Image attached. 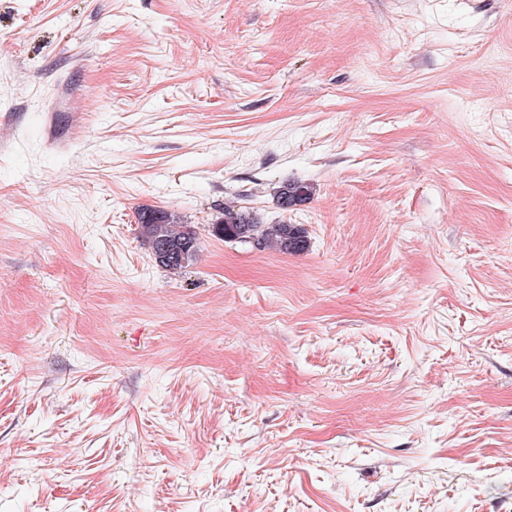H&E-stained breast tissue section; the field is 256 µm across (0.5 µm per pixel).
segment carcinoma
Returning <instances> with one entry per match:
<instances>
[{"instance_id": "cac0c4a2", "label": "carcinoma", "mask_w": 512, "mask_h": 512, "mask_svg": "<svg viewBox=\"0 0 512 512\" xmlns=\"http://www.w3.org/2000/svg\"><path fill=\"white\" fill-rule=\"evenodd\" d=\"M314 187L302 181H288L277 188L279 207L286 210L310 199ZM139 237L148 245L155 262L173 276L181 275L198 254L197 233L190 224L163 210L149 207L137 213ZM214 228L224 239L258 249H275L284 253L302 252L307 248L305 229L299 224H263L249 210L234 203L224 206V214Z\"/></svg>"}]
</instances>
